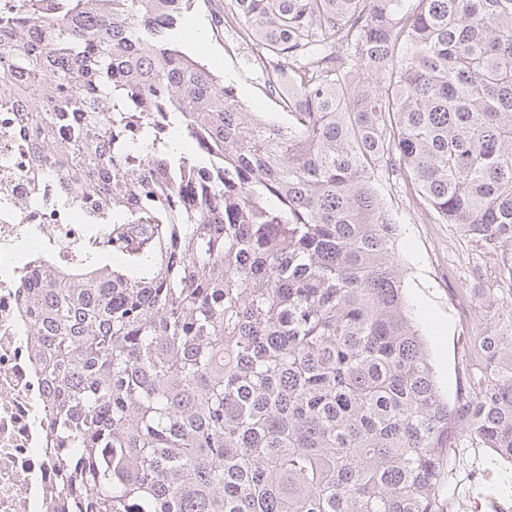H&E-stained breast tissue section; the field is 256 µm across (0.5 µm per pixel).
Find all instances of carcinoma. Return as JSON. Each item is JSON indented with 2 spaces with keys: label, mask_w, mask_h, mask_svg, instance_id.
Listing matches in <instances>:
<instances>
[{
  "label": "carcinoma",
  "mask_w": 512,
  "mask_h": 512,
  "mask_svg": "<svg viewBox=\"0 0 512 512\" xmlns=\"http://www.w3.org/2000/svg\"><path fill=\"white\" fill-rule=\"evenodd\" d=\"M193 2L0 15L19 176L95 225L22 285L65 512H448L456 449L512 465V304L445 401L376 177L512 244V0H227L282 121L181 48Z\"/></svg>",
  "instance_id": "1"
}]
</instances>
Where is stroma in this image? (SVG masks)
<instances>
[{
  "label": "stroma",
  "mask_w": 512,
  "mask_h": 512,
  "mask_svg": "<svg viewBox=\"0 0 512 512\" xmlns=\"http://www.w3.org/2000/svg\"><path fill=\"white\" fill-rule=\"evenodd\" d=\"M189 20L207 32L199 56L223 75L239 100L278 118L279 105L265 93L263 58L238 26L225 25L224 0H196ZM377 187L401 226V272L414 321L427 340L440 389L455 398L467 338L483 323L487 308L503 302L496 272L501 256H512V246L498 256L484 254L456 225L435 223L428 210L413 205L395 178L379 174ZM468 288L482 289V307L469 302ZM445 492L449 512H492L497 503L512 512V467L496 461L490 449H459Z\"/></svg>",
  "instance_id": "35a3bbf8"
}]
</instances>
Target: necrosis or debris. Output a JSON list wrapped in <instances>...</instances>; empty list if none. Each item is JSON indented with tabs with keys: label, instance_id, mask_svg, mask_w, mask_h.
Instances as JSON below:
<instances>
[{
	"label": "necrosis or debris",
	"instance_id": "4bbe7bcc",
	"mask_svg": "<svg viewBox=\"0 0 512 512\" xmlns=\"http://www.w3.org/2000/svg\"><path fill=\"white\" fill-rule=\"evenodd\" d=\"M23 153L0 135V173L11 177V206L0 205V512H56L63 459L48 444L50 406L43 356L34 345L20 282L32 255L54 268L78 267L92 230L68 210L35 205Z\"/></svg>",
	"mask_w": 512,
	"mask_h": 512
}]
</instances>
